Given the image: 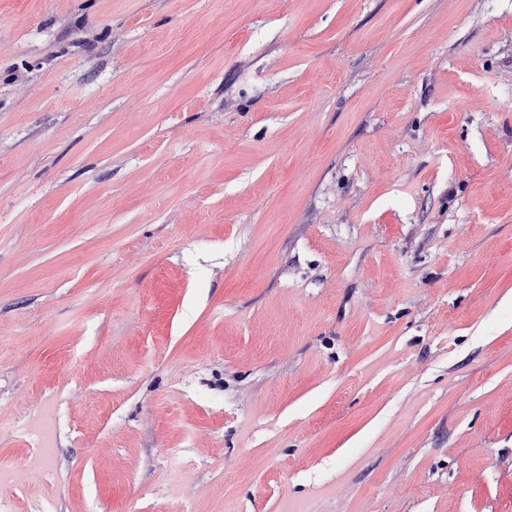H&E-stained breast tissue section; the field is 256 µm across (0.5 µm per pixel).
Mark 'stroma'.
Masks as SVG:
<instances>
[{
  "instance_id": "stroma-1",
  "label": "stroma",
  "mask_w": 512,
  "mask_h": 512,
  "mask_svg": "<svg viewBox=\"0 0 512 512\" xmlns=\"http://www.w3.org/2000/svg\"><path fill=\"white\" fill-rule=\"evenodd\" d=\"M0 512H512V0H0Z\"/></svg>"
}]
</instances>
